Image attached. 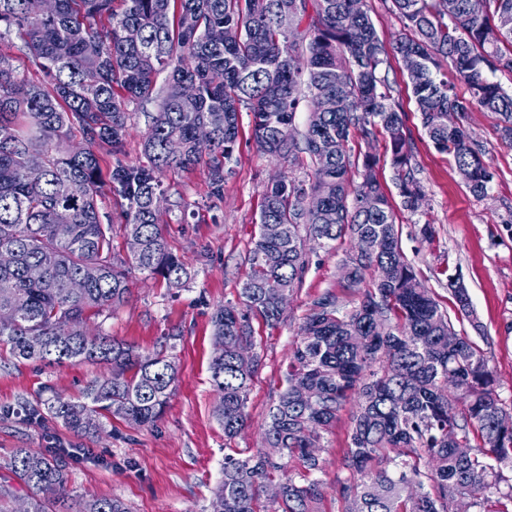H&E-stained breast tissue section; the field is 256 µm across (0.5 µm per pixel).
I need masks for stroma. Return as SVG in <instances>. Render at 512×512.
I'll return each instance as SVG.
<instances>
[{
	"label": "stroma",
	"instance_id": "stroma-1",
	"mask_svg": "<svg viewBox=\"0 0 512 512\" xmlns=\"http://www.w3.org/2000/svg\"><path fill=\"white\" fill-rule=\"evenodd\" d=\"M380 38L390 52L382 71L410 129L417 176L425 193L417 212L401 209L394 172L377 145V176L398 204L401 246L418 277L456 330L483 351L497 379L496 391L512 408V143L501 138L500 117L473 109L460 122L484 151L494 174L486 195H474L452 159L438 153L421 124L400 57L393 53L403 26L390 0H367ZM239 148L220 193H213L205 165L164 172L166 202L160 216L171 252L195 276L184 288H169L140 273L132 275L129 302L94 319L103 332L146 351L171 348L179 376L167 407L151 426L133 428L123 420L105 421L96 436H77L59 423L29 422L15 415L21 402L50 393L78 396L101 372L81 363L48 366L0 353V464L18 448H74L69 468L71 504L91 498L119 497L132 512H211L214 491L224 477V457L248 456L263 449V426L285 387V374L312 300L326 291L342 292L339 266L352 250L349 239L331 251L310 249V264L300 288L290 296L275 327L253 319L255 350L261 366L249 392L250 425L226 440L214 414L218 394L210 362L214 355L212 316L226 303L238 302L249 271L247 250L255 231L263 191L288 171L287 161L262 154L251 139L250 116H239ZM429 224L433 240L419 229ZM457 277L469 291L474 319L458 315L448 289ZM349 410H342L321 440L319 474L325 495L318 512H345L336 492L340 461L347 448Z\"/></svg>",
	"mask_w": 512,
	"mask_h": 512
}]
</instances>
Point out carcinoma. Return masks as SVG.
I'll return each mask as SVG.
<instances>
[{
  "label": "carcinoma",
  "instance_id": "cac0c4a2",
  "mask_svg": "<svg viewBox=\"0 0 512 512\" xmlns=\"http://www.w3.org/2000/svg\"><path fill=\"white\" fill-rule=\"evenodd\" d=\"M34 0H0V28L20 44L0 47V251L15 256L0 266V348L19 360L44 364L92 362L105 372L76 398L42 399L26 417L44 416L77 434L102 430V419L132 427L153 424L178 379L173 357L146 352L101 330L91 317L116 309L131 294L130 269L161 278L169 288L192 279L168 250L157 204L160 176L204 162L220 191L239 145V114L250 112L252 139L269 156L303 170L266 186L258 229L247 253L249 272L241 304L213 317L211 377L224 436L249 424L251 382L259 355L251 317L270 327L286 306L266 291L270 281L291 294L309 266L305 241L329 251L346 236L354 253L342 267L343 292L311 302L288 365L287 385L270 409L265 450L224 457V479L214 512H256L260 494L284 460L302 465L304 483L281 484L271 512H316L323 496L319 456L322 433L352 405L345 477L337 479L346 512H453L458 498L472 512L490 502L512 503V426L489 362L419 280L401 247L391 198L377 178L376 155L352 158L348 144L385 141L402 207L417 211L424 191L416 177L411 133L393 101L381 66L387 49L366 0H54L42 14ZM405 35L394 46L404 62L422 126L434 148L449 155L470 190L487 193L494 174L460 124L472 107L499 114L512 139V94L487 72H512V0H391ZM503 30L496 41L487 30ZM237 36L224 40V28ZM21 54L31 72L14 66ZM166 74L159 111L148 115L145 165L118 159L103 173L98 151L117 156L128 134V107L154 99ZM467 85L456 92L454 76ZM324 97L336 110L321 108ZM310 112L303 132L297 112ZM82 145L71 146L75 134ZM176 140L182 152L171 155ZM306 154L307 163L299 161ZM120 202L123 237L141 241L125 260L115 253L112 216L100 212L105 196ZM309 195L319 200L305 208ZM274 251L275 266L264 261ZM40 264L38 280L27 276ZM375 277L364 288L367 271ZM448 287L461 315L473 316L465 287ZM317 398L301 403L295 386ZM478 439L481 444L471 445ZM395 455H386L387 450ZM60 447L18 448L8 470L36 492L28 512H53L68 498V462ZM74 512H130L120 498H92Z\"/></svg>",
  "mask_w": 512,
  "mask_h": 512
}]
</instances>
